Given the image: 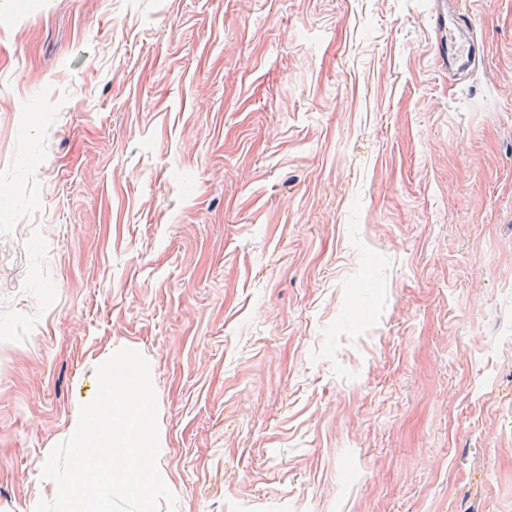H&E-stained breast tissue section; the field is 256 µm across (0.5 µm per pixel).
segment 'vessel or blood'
Wrapping results in <instances>:
<instances>
[{
	"label": "vessel or blood",
	"mask_w": 512,
	"mask_h": 512,
	"mask_svg": "<svg viewBox=\"0 0 512 512\" xmlns=\"http://www.w3.org/2000/svg\"><path fill=\"white\" fill-rule=\"evenodd\" d=\"M468 0H434L433 12L441 34L439 57L450 74L467 75L483 62L485 46L476 34Z\"/></svg>",
	"instance_id": "vessel-or-blood-1"
}]
</instances>
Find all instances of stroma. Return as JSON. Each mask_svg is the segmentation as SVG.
Wrapping results in <instances>:
<instances>
[{
	"label": "stroma",
	"mask_w": 512,
	"mask_h": 512,
	"mask_svg": "<svg viewBox=\"0 0 512 512\" xmlns=\"http://www.w3.org/2000/svg\"><path fill=\"white\" fill-rule=\"evenodd\" d=\"M0 0V512L122 348L177 512H512V0ZM433 12L441 32L439 57L448 73L467 75L485 59V46L476 34V21L467 8V0H435Z\"/></svg>",
	"instance_id": "obj_1"
}]
</instances>
